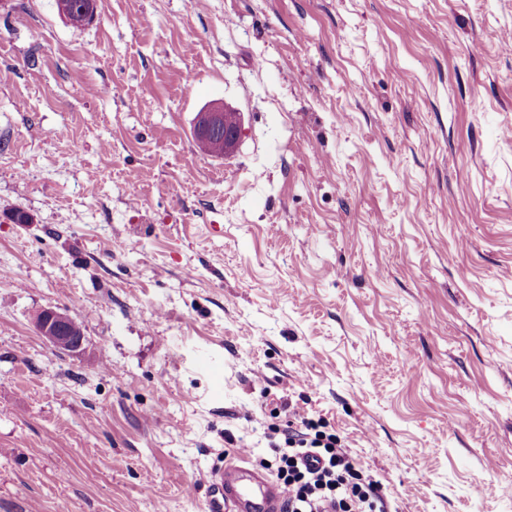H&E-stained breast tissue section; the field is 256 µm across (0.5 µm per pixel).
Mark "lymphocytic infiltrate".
Masks as SVG:
<instances>
[{"label":"lymphocytic infiltrate","instance_id":"f902f5d3","mask_svg":"<svg viewBox=\"0 0 512 512\" xmlns=\"http://www.w3.org/2000/svg\"><path fill=\"white\" fill-rule=\"evenodd\" d=\"M289 415L284 441L268 460L287 490L285 512H385L378 481L359 473L335 436L317 430L299 404L290 405Z\"/></svg>","mask_w":512,"mask_h":512}]
</instances>
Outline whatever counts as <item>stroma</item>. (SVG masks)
Returning a JSON list of instances; mask_svg holds the SVG:
<instances>
[{
  "label": "stroma",
  "instance_id": "stroma-1",
  "mask_svg": "<svg viewBox=\"0 0 512 512\" xmlns=\"http://www.w3.org/2000/svg\"><path fill=\"white\" fill-rule=\"evenodd\" d=\"M508 37L512 0H0V512H207L290 402L388 512H512ZM242 126L241 112L213 106L201 113L195 137L204 146H208L212 141L220 142L223 145V156H226L237 146ZM72 317L67 313L60 312L53 308L39 310L34 317V324L39 335L53 348H60L62 341H65L63 352L71 355H81L85 350V335L76 336L83 332L80 323L76 321L75 336H62L67 330V325ZM50 332L56 335L51 336Z\"/></svg>",
  "mask_w": 512,
  "mask_h": 512
}]
</instances>
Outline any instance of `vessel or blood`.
<instances>
[{"mask_svg": "<svg viewBox=\"0 0 512 512\" xmlns=\"http://www.w3.org/2000/svg\"><path fill=\"white\" fill-rule=\"evenodd\" d=\"M211 486L208 512H282L286 500L279 482L241 457L215 472Z\"/></svg>", "mask_w": 512, "mask_h": 512, "instance_id": "b4317fda", "label": "vessel or blood"}]
</instances>
